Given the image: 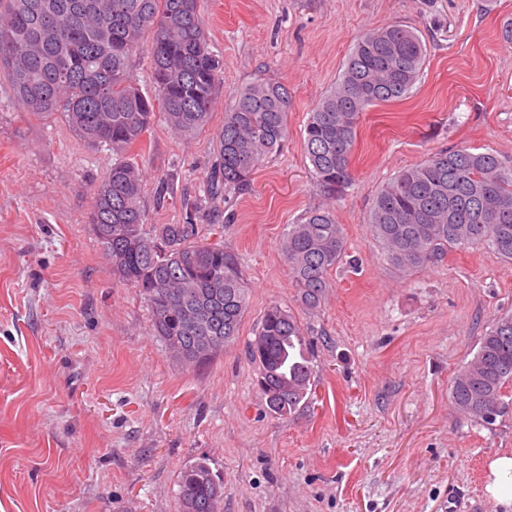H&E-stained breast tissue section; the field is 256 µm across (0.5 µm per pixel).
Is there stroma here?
I'll return each mask as SVG.
<instances>
[{
    "label": "stroma",
    "mask_w": 512,
    "mask_h": 512,
    "mask_svg": "<svg viewBox=\"0 0 512 512\" xmlns=\"http://www.w3.org/2000/svg\"><path fill=\"white\" fill-rule=\"evenodd\" d=\"M223 62L208 126L190 139L155 121L131 155L145 176L144 222L183 224L202 194L215 136L237 91L289 93L288 141L250 189L209 218L240 254L248 306L238 338L189 368L151 332L149 308L120 283L88 222L108 147L61 115L34 116L0 75V512H179L181 469L206 461L223 512H512L490 465L512 456V411L460 416L450 381L495 319L512 313V261L450 249L401 271L369 224L399 170L461 147L512 162V0H201ZM389 24L427 47L403 101L360 118L345 194L316 191L304 126L356 39ZM331 207L346 259L320 306L304 310L284 234ZM291 310L313 347L312 391L267 412L246 357L269 306Z\"/></svg>",
    "instance_id": "1"
}]
</instances>
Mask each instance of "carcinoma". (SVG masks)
I'll use <instances>...</instances> for the list:
<instances>
[{
    "instance_id": "cac0c4a2",
    "label": "carcinoma",
    "mask_w": 512,
    "mask_h": 512,
    "mask_svg": "<svg viewBox=\"0 0 512 512\" xmlns=\"http://www.w3.org/2000/svg\"><path fill=\"white\" fill-rule=\"evenodd\" d=\"M152 34L154 95L130 75V59ZM427 48L398 24L360 36L337 83L319 100L304 129V150L316 189L329 199L351 183V157L360 116L372 105L408 96ZM71 61L64 75L59 62ZM0 72L17 104L32 114L60 113L80 137L112 148L115 161L94 190L89 224L112 275L138 289L163 343L174 337L180 362L201 367L239 335L247 306L239 256L208 243L197 224L144 227V175L129 154L156 118L190 137L209 122L222 73L209 50L199 0H0ZM287 89L249 84L224 111L217 158L204 195L185 199L198 215L247 190L255 170L288 140ZM372 231L401 270L442 259L450 248L486 245L512 260V167L492 152L440 151L399 171L375 196ZM346 240L329 208L305 212L284 239L287 271L302 305L317 308L328 272L343 258ZM209 343L203 357L195 355ZM262 400L275 396L278 415L297 410L309 394L312 352L288 311H265L249 345ZM512 314L480 336L450 385L458 412L491 425L509 408ZM220 479L203 460L179 476L180 512H214Z\"/></svg>"
}]
</instances>
